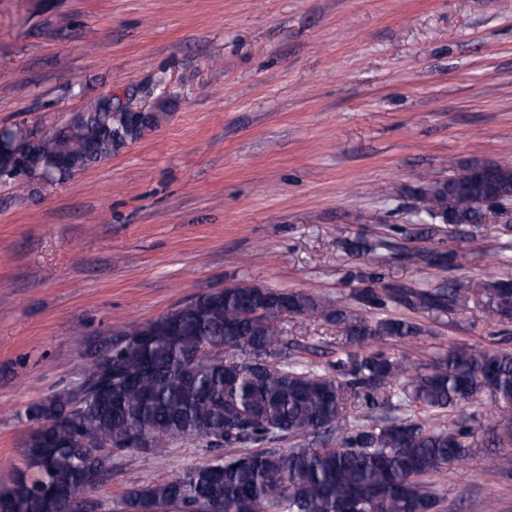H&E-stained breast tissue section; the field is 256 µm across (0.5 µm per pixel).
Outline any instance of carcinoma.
<instances>
[{
  "label": "carcinoma",
  "instance_id": "obj_1",
  "mask_svg": "<svg viewBox=\"0 0 512 512\" xmlns=\"http://www.w3.org/2000/svg\"><path fill=\"white\" fill-rule=\"evenodd\" d=\"M132 114L119 113L98 97L80 120L38 146L27 139L39 125L15 124L22 153L38 172L40 162L58 158L63 181L111 158L126 147L112 139V126ZM512 196V166L487 165L479 176L431 184L429 216L445 208L457 224H475L471 203L490 195ZM457 252H417L426 266H455ZM359 304L372 308L449 311L474 302L493 321H512V278L475 284L416 288L394 285L379 292L363 288ZM325 313L344 339L342 356L331 364L336 375L306 366H278L268 360L290 315ZM149 333L138 347L112 357L105 371L90 362L87 346L81 376L82 403L73 407L62 389L27 409L37 425L25 446L27 471L0 488L3 512H97L91 488L76 494L77 480L90 467L112 471V453L137 449L142 433L153 436L141 452L165 456L172 441L202 440L210 448L262 445L275 438L286 449H261L223 462L189 468L161 482L135 484L124 497L125 512H437L440 499L431 477L472 456L475 428L466 420L444 418L477 397L490 396L500 418L490 443L512 446V353L454 344L430 363L412 362L421 325L397 317L361 319L329 308L303 291L226 288L219 296L201 295L145 323ZM390 340L406 344L400 358L381 349ZM223 348L224 362L197 357L205 348ZM419 406L428 424L411 417L376 418L372 413ZM371 411L352 423L357 412ZM90 438L109 445L92 456L82 445ZM492 473L512 475V453L496 456Z\"/></svg>",
  "mask_w": 512,
  "mask_h": 512
}]
</instances>
